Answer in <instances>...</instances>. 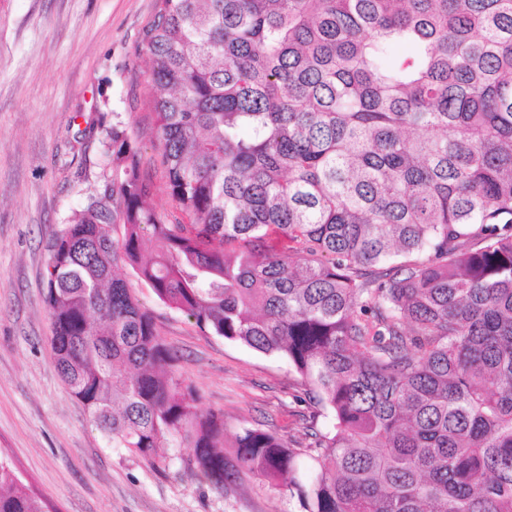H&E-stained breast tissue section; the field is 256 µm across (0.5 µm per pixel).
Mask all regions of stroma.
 <instances>
[{"mask_svg":"<svg viewBox=\"0 0 512 512\" xmlns=\"http://www.w3.org/2000/svg\"><path fill=\"white\" fill-rule=\"evenodd\" d=\"M156 0H0V457L50 512H301L297 498L259 480L225 490L188 467V448L154 464L93 427L62 381L44 300L47 243L112 169L103 127L122 122L174 220L151 110L142 38ZM155 316L201 410L228 433L260 426L292 440L308 404L283 360L218 336L161 303L121 264Z\"/></svg>","mask_w":512,"mask_h":512,"instance_id":"stroma-1","label":"stroma"}]
</instances>
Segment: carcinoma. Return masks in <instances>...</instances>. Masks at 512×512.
Here are the masks:
<instances>
[{"label": "carcinoma", "mask_w": 512, "mask_h": 512, "mask_svg": "<svg viewBox=\"0 0 512 512\" xmlns=\"http://www.w3.org/2000/svg\"><path fill=\"white\" fill-rule=\"evenodd\" d=\"M156 5L144 49L182 219L105 128L112 180L48 242L72 395L112 446L190 448L207 481L256 477L304 512H512V0ZM120 262L203 334L287 361L306 442L225 444ZM0 512H45L2 460Z\"/></svg>", "instance_id": "obj_1"}]
</instances>
